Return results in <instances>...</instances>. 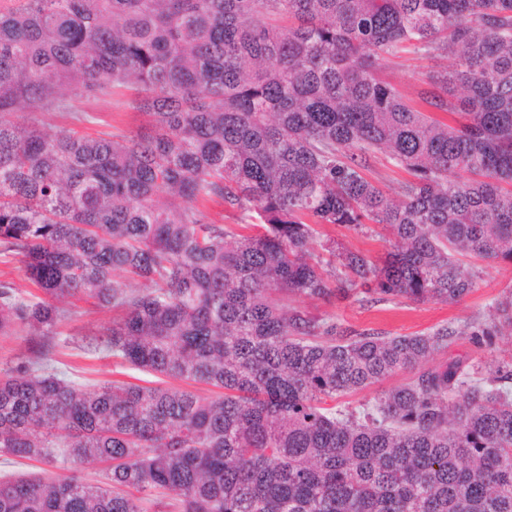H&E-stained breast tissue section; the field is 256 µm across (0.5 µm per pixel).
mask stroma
<instances>
[{
    "label": "stroma",
    "instance_id": "obj_1",
    "mask_svg": "<svg viewBox=\"0 0 512 512\" xmlns=\"http://www.w3.org/2000/svg\"><path fill=\"white\" fill-rule=\"evenodd\" d=\"M451 66L452 61L447 57L428 60L407 54L400 59L382 63L378 76L403 95L413 97L421 89L429 87L433 75L449 70ZM73 106L76 111L92 115V122L79 125L69 114L42 112L38 115L42 128L52 131L77 126L82 132L95 136L111 132L130 134L139 131L148 123L146 114L120 105L117 98L109 94L88 100L79 99L74 101ZM324 232L328 238L335 240L337 247L363 252L374 260L384 257L392 246L391 237L378 225L364 232L331 225L325 227ZM510 290L512 265L484 261L479 265V278L473 291L451 304L413 303L404 299L362 303L351 297L330 301L306 299L302 306L319 318L330 316L340 324L357 329L372 328L395 336L425 333L450 321L461 326L473 320L487 319L495 301ZM71 309L72 317L60 327L64 335H99L112 323L111 311L96 307L92 301L72 302ZM460 356L485 363L494 359L507 360L512 358V340L498 337L492 346L478 347L467 338L461 337L449 344L445 351L434 355L432 362L439 365ZM58 359L70 378L91 387L112 380L134 383L142 377L140 371L117 364L104 351L89 354L66 348L60 351Z\"/></svg>",
    "mask_w": 512,
    "mask_h": 512
}]
</instances>
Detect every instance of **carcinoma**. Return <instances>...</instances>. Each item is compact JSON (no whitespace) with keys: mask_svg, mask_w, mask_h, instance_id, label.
Here are the masks:
<instances>
[{"mask_svg":"<svg viewBox=\"0 0 512 512\" xmlns=\"http://www.w3.org/2000/svg\"><path fill=\"white\" fill-rule=\"evenodd\" d=\"M447 55L421 94L377 77ZM136 91L148 128L49 133L37 112ZM386 152L409 178L370 179ZM252 213L214 224L206 204ZM381 224L377 263L326 225ZM328 253L324 259L316 249ZM467 254L512 263V0H21L0 9V512H512V359L423 362L492 318L386 336L302 298L453 303ZM113 312L121 365L217 390L77 382L55 361L73 300ZM399 372L356 408L331 405ZM104 464L101 479L78 466ZM5 471L9 473L31 471L42 475L44 478H57L58 476L69 474V472L64 470L59 463L50 465L36 462H28L27 464L15 465L13 467H3L2 465V467H0V475H3Z\"/></svg>","mask_w":512,"mask_h":512,"instance_id":"obj_1","label":"carcinoma"}]
</instances>
